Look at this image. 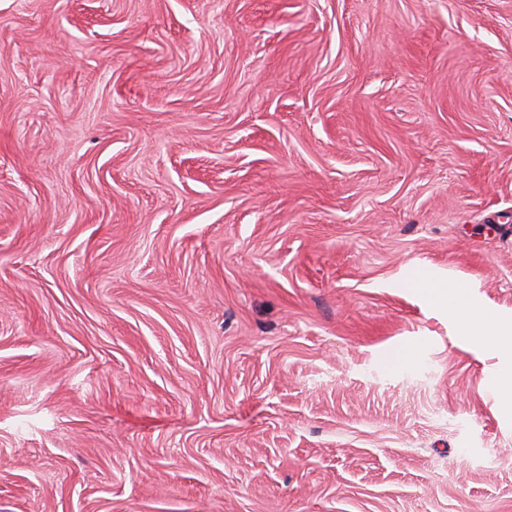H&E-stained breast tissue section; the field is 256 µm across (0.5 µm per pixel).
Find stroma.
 Segmentation results:
<instances>
[{"mask_svg":"<svg viewBox=\"0 0 512 512\" xmlns=\"http://www.w3.org/2000/svg\"><path fill=\"white\" fill-rule=\"evenodd\" d=\"M512 0H0V512H512ZM425 288L433 289L428 290L429 300L448 312V317L457 324L458 335L470 341L490 338L503 352L512 354V317L487 315L482 305L474 301L473 294L463 289L473 287L448 282V289H458L445 291L444 283L433 281Z\"/></svg>","mask_w":512,"mask_h":512,"instance_id":"stroma-1","label":"stroma"}]
</instances>
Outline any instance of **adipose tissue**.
<instances>
[{
	"mask_svg": "<svg viewBox=\"0 0 512 512\" xmlns=\"http://www.w3.org/2000/svg\"><path fill=\"white\" fill-rule=\"evenodd\" d=\"M429 299L456 323L458 335L470 341L489 338L503 351L512 353L511 316L487 315L470 291L463 288L451 291L437 281L431 284Z\"/></svg>",
	"mask_w": 512,
	"mask_h": 512,
	"instance_id": "ef3b65f1",
	"label": "adipose tissue"
}]
</instances>
